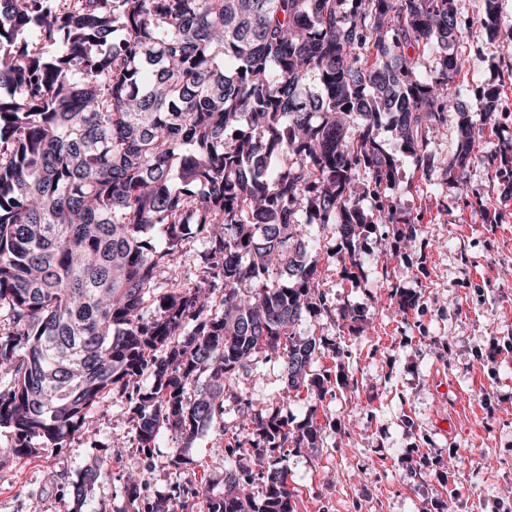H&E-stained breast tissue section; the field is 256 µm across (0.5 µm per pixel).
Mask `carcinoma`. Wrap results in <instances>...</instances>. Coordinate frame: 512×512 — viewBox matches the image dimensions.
Wrapping results in <instances>:
<instances>
[{
  "instance_id": "cac0c4a2",
  "label": "carcinoma",
  "mask_w": 512,
  "mask_h": 512,
  "mask_svg": "<svg viewBox=\"0 0 512 512\" xmlns=\"http://www.w3.org/2000/svg\"><path fill=\"white\" fill-rule=\"evenodd\" d=\"M501 8L479 0L480 22L511 43ZM468 25L455 0H0V467L62 447L112 396L128 405L121 447L148 456L171 433L178 467L212 431L235 458L223 491L177 482L166 511L129 473L113 512H298L283 444L316 448L322 426L288 428L236 380L263 354L291 390L331 387L323 339L295 331L332 309L300 224L335 225L327 258L342 263L375 224L417 233L391 194L381 115L416 171L441 165L463 194L499 108L491 89L461 110ZM97 477L71 483L77 503ZM459 114H448V124L435 139L434 149L437 155L445 162L451 158L457 150V123Z\"/></svg>"
}]
</instances>
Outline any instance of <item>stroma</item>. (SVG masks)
<instances>
[{"label": "stroma", "mask_w": 512, "mask_h": 512, "mask_svg": "<svg viewBox=\"0 0 512 512\" xmlns=\"http://www.w3.org/2000/svg\"><path fill=\"white\" fill-rule=\"evenodd\" d=\"M471 18L460 48L473 59L459 82L495 86L498 123L486 129L478 159L465 172L466 194L425 181L402 153L388 119L376 139L396 163L400 213L417 227L383 224L361 237L353 260L356 279L325 259L340 238L333 225L310 224L308 255L318 261V283L333 303L330 314L304 316L298 336L325 340L317 364L338 381L322 401L286 397L276 360L257 358L236 387L256 407L275 409L290 425L315 418L325 428L317 448L289 449L288 482L299 512H492L512 505V52L488 37L476 0H456ZM419 302L400 311L402 297ZM363 318H344L345 308ZM130 425L121 400L108 398L65 447L0 468V512H112L127 473L153 462L148 491L198 478L224 487L227 461L213 433L199 436L180 468L175 448L161 436L152 459L128 450L113 462L112 447ZM99 476L84 507L69 485L90 467Z\"/></svg>", "instance_id": "stroma-1"}]
</instances>
